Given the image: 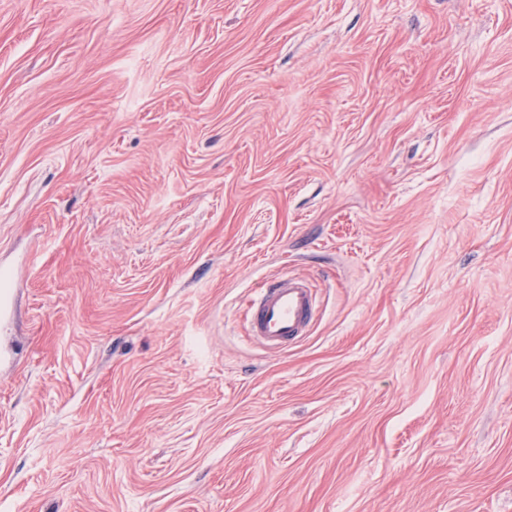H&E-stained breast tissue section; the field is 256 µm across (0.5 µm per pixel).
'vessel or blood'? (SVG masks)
<instances>
[{
	"instance_id": "1",
	"label": "vessel or blood",
	"mask_w": 512,
	"mask_h": 512,
	"mask_svg": "<svg viewBox=\"0 0 512 512\" xmlns=\"http://www.w3.org/2000/svg\"><path fill=\"white\" fill-rule=\"evenodd\" d=\"M315 294L304 279L288 276L267 282L248 304L250 334L268 348L305 336L314 316Z\"/></svg>"
}]
</instances>
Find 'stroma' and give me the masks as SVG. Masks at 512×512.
I'll list each match as a JSON object with an SVG mask.
<instances>
[{
  "label": "stroma",
  "instance_id": "35a3bbf8",
  "mask_svg": "<svg viewBox=\"0 0 512 512\" xmlns=\"http://www.w3.org/2000/svg\"><path fill=\"white\" fill-rule=\"evenodd\" d=\"M0 292V512H512V0H0ZM314 302L306 280L275 277L249 301L250 335L271 349L305 336L313 321Z\"/></svg>",
  "mask_w": 512,
  "mask_h": 512
}]
</instances>
